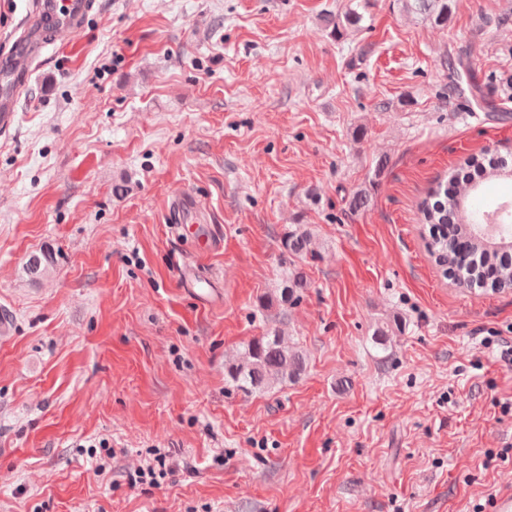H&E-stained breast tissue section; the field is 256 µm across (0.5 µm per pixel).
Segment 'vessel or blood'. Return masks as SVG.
Returning a JSON list of instances; mask_svg holds the SVG:
<instances>
[{"label":"vessel or blood","instance_id":"1","mask_svg":"<svg viewBox=\"0 0 512 512\" xmlns=\"http://www.w3.org/2000/svg\"><path fill=\"white\" fill-rule=\"evenodd\" d=\"M94 0H31L22 32L0 60V133L8 134L18 112L17 92L49 48L63 46L64 35L82 31Z\"/></svg>","mask_w":512,"mask_h":512}]
</instances>
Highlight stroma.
<instances>
[{
  "label": "stroma",
  "instance_id": "1",
  "mask_svg": "<svg viewBox=\"0 0 512 512\" xmlns=\"http://www.w3.org/2000/svg\"><path fill=\"white\" fill-rule=\"evenodd\" d=\"M452 49L486 108L449 96ZM481 152L512 158V0L444 26L396 0H96L0 135V512H495L512 291L443 278L417 214ZM184 194L211 249L168 222ZM297 225L315 256L273 325L306 368L238 391ZM156 453L166 477L131 485Z\"/></svg>",
  "mask_w": 512,
  "mask_h": 512
}]
</instances>
